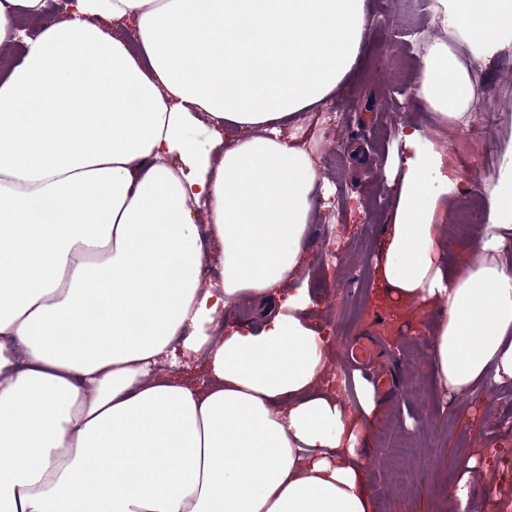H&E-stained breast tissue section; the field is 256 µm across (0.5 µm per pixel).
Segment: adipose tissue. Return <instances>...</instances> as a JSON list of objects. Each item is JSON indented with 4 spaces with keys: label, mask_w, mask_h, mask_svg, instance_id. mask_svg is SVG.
<instances>
[{
    "label": "adipose tissue",
    "mask_w": 512,
    "mask_h": 512,
    "mask_svg": "<svg viewBox=\"0 0 512 512\" xmlns=\"http://www.w3.org/2000/svg\"><path fill=\"white\" fill-rule=\"evenodd\" d=\"M0 0V512H376V391L356 417L319 379L305 291L277 301L309 239L317 173L281 124L358 64L364 0ZM475 57L512 45V0H440ZM40 20L36 36L22 19ZM24 42L21 60L10 57ZM471 68L432 45L417 96L467 127ZM205 114L242 135L200 153ZM476 257L456 269L433 221L439 153L406 162L380 273L444 310L438 391L512 382V142ZM222 247L223 276L198 219ZM261 327L220 326L241 299ZM206 354L200 391L159 374Z\"/></svg>",
    "instance_id": "ef3b65f1"
}]
</instances>
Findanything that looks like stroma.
I'll return each mask as SVG.
<instances>
[{"mask_svg": "<svg viewBox=\"0 0 512 512\" xmlns=\"http://www.w3.org/2000/svg\"><path fill=\"white\" fill-rule=\"evenodd\" d=\"M426 0L407 22L405 0H365L368 32L362 60L341 88L300 117L298 135L312 151L318 174L311 218V243L288 297L306 288L303 316L332 350L321 387L342 395L349 372L345 353L360 339L376 348V368L388 384L372 416L373 446L368 482L379 512H512V385L484 386L475 394H439L432 385L430 332L437 307H395L380 278L377 257L383 230L392 223L412 150L402 127L422 129L420 149L442 153L448 190L437 202L434 223L448 239L445 262L454 268L473 258V233H460L455 215L468 198L488 200L504 169L487 165L483 149L462 153L457 129L437 125L417 97L422 58L437 42L459 44V33ZM477 97L501 110L498 148L512 140V48L490 58H470ZM330 113L321 124V113ZM410 443L397 452L399 440ZM478 457L476 472L464 474L462 453Z\"/></svg>", "mask_w": 512, "mask_h": 512, "instance_id": "stroma-1", "label": "stroma"}]
</instances>
